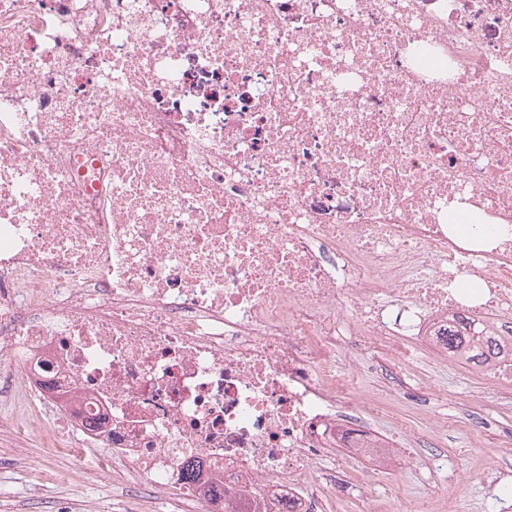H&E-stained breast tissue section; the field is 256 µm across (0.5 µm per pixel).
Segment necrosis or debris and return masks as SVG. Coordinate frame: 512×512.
Instances as JSON below:
<instances>
[{
    "mask_svg": "<svg viewBox=\"0 0 512 512\" xmlns=\"http://www.w3.org/2000/svg\"><path fill=\"white\" fill-rule=\"evenodd\" d=\"M462 315L512 343V0H0V358L140 484L320 512L398 455L343 337Z\"/></svg>",
    "mask_w": 512,
    "mask_h": 512,
    "instance_id": "obj_1",
    "label": "necrosis or debris"
}]
</instances>
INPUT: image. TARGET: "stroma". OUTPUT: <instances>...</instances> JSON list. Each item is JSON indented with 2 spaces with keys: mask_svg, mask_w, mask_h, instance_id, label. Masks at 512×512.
Here are the masks:
<instances>
[{
  "mask_svg": "<svg viewBox=\"0 0 512 512\" xmlns=\"http://www.w3.org/2000/svg\"><path fill=\"white\" fill-rule=\"evenodd\" d=\"M346 347L370 367L362 394L380 402L378 411L360 414L357 423L370 434L400 441V460L383 474L371 472L362 460H348L339 485L326 487L321 512H360V491L368 484L384 498L428 500L433 512H501L499 488L485 477L512 476V456L498 448L501 434L512 430V386L478 393L482 376L436 351L414 359L409 374L391 383L385 347L362 350L351 341ZM10 372L9 362L0 359V402L15 407L14 420H0V512H202L194 499L133 495L123 467L103 472L87 467L81 457L40 455L44 437L75 443L79 436L50 406L27 413L28 402L16 397ZM420 374L430 376L432 385L416 400L412 387ZM394 414L406 420L415 439L393 427ZM439 416L448 429L437 436L429 421ZM62 469L74 472L73 484L57 480Z\"/></svg>",
  "mask_w": 512,
  "mask_h": 512,
  "instance_id": "obj_1",
  "label": "stroma"
}]
</instances>
